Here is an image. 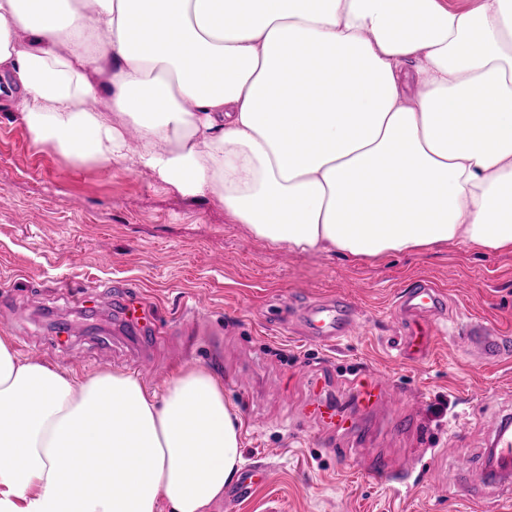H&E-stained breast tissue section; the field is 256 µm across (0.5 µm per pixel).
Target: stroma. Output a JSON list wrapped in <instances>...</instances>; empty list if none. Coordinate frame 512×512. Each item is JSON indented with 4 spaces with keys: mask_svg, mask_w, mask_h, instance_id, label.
<instances>
[{
    "mask_svg": "<svg viewBox=\"0 0 512 512\" xmlns=\"http://www.w3.org/2000/svg\"><path fill=\"white\" fill-rule=\"evenodd\" d=\"M419 279L446 293L448 321L426 356L408 359L394 311ZM118 289L162 330L138 365L136 339L112 309ZM341 296L360 330L331 345L304 338L299 304ZM478 321L512 330L511 251L452 242L354 259L272 246L219 202L174 195L119 165H70L0 110V336L21 360L64 375L127 372L158 396L188 365L239 377L224 397L242 422L244 465L266 466V479L207 512H463L467 488L490 495L480 475L492 430L512 410V360L483 364L458 349L454 326ZM377 375L405 399L376 414L358 456L344 458L345 441L324 442L301 408L317 393L349 402L359 378ZM388 417L406 431L387 429ZM377 455L418 461L415 491L379 483Z\"/></svg>",
    "mask_w": 512,
    "mask_h": 512,
    "instance_id": "stroma-1",
    "label": "stroma"
}]
</instances>
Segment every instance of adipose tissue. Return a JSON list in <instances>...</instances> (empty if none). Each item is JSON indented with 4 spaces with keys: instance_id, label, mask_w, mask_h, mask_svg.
Masks as SVG:
<instances>
[{
    "instance_id": "ef3b65f1",
    "label": "adipose tissue",
    "mask_w": 512,
    "mask_h": 512,
    "mask_svg": "<svg viewBox=\"0 0 512 512\" xmlns=\"http://www.w3.org/2000/svg\"><path fill=\"white\" fill-rule=\"evenodd\" d=\"M0 102L274 246L512 250V0H0ZM240 431L204 368L156 397L0 336V512H206Z\"/></svg>"
}]
</instances>
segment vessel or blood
Masks as SVG:
<instances>
[{"label": "vessel or blood", "mask_w": 512, "mask_h": 512, "mask_svg": "<svg viewBox=\"0 0 512 512\" xmlns=\"http://www.w3.org/2000/svg\"><path fill=\"white\" fill-rule=\"evenodd\" d=\"M399 308L404 315L401 334L397 338L399 351L408 357H419L430 347L437 323L444 318L446 296L444 292L419 280L404 289L399 296ZM306 336L316 342H333L353 334L358 322L347 299L313 302L300 313ZM456 338L464 350L480 361H501L512 357V332L496 326L470 324L459 328ZM402 400L403 394L383 377L361 386L353 409L343 410L322 401H309L303 413L329 435L347 436L357 425L375 414L386 399ZM492 470L482 473V480L497 477L498 494H512V417L502 416L496 426L489 450ZM266 477L263 466H248L240 475L233 490L241 497Z\"/></svg>", "instance_id": "obj_1"}]
</instances>
